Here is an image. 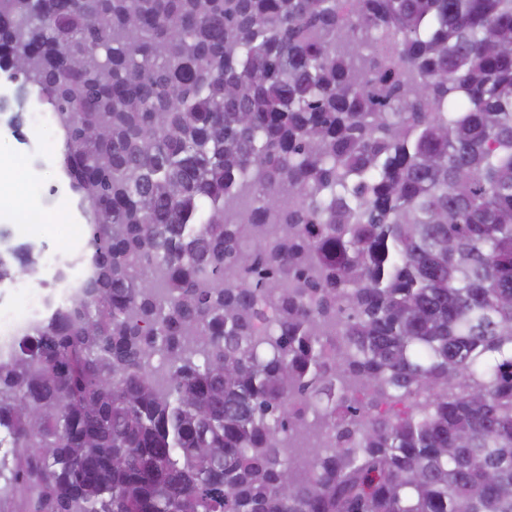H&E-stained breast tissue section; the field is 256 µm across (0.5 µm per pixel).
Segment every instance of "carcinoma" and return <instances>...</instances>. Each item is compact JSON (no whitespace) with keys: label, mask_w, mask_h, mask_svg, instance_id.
<instances>
[{"label":"carcinoma","mask_w":512,"mask_h":512,"mask_svg":"<svg viewBox=\"0 0 512 512\" xmlns=\"http://www.w3.org/2000/svg\"><path fill=\"white\" fill-rule=\"evenodd\" d=\"M92 272L0 362V512H512V0H0Z\"/></svg>","instance_id":"obj_1"}]
</instances>
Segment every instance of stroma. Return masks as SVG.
<instances>
[{"mask_svg": "<svg viewBox=\"0 0 512 512\" xmlns=\"http://www.w3.org/2000/svg\"><path fill=\"white\" fill-rule=\"evenodd\" d=\"M45 109L36 89L22 88L0 71V157L12 162L0 170V191L11 192L13 182H20L25 201L23 208L0 212V246L31 240L45 250L64 253L69 249L66 228L85 223L86 217L59 170L61 138L50 127L32 122L34 113ZM38 209L43 221L24 223L25 212Z\"/></svg>", "mask_w": 512, "mask_h": 512, "instance_id": "1", "label": "stroma"}]
</instances>
